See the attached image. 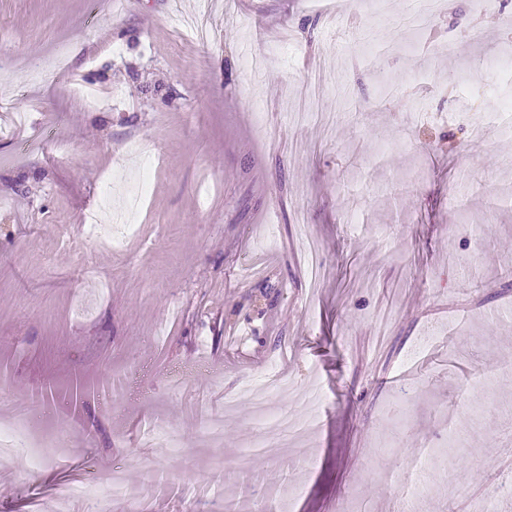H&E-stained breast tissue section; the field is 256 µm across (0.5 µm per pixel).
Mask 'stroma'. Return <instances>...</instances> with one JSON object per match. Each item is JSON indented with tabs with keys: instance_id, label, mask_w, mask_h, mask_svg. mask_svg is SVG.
I'll return each instance as SVG.
<instances>
[{
	"instance_id": "1",
	"label": "stroma",
	"mask_w": 512,
	"mask_h": 512,
	"mask_svg": "<svg viewBox=\"0 0 512 512\" xmlns=\"http://www.w3.org/2000/svg\"><path fill=\"white\" fill-rule=\"evenodd\" d=\"M199 2L0 0V373L19 400L76 376L112 396L81 412L67 458L0 467V512H59L53 487L90 466L122 467L143 512H212L217 455L238 512L250 475L269 512H396L454 427L472 433L419 512L496 498L512 472V136L471 124L512 99V74L460 76L512 56V0H441L424 30L395 25L404 0L384 16L378 0ZM62 46L64 74L49 67ZM142 149L156 164L135 233L120 250L87 238L103 184L102 227L124 207ZM424 335L436 344L403 368ZM272 364L288 385L269 411L324 399L298 440L244 458L257 424L241 386ZM158 425L192 463L146 447Z\"/></svg>"
}]
</instances>
